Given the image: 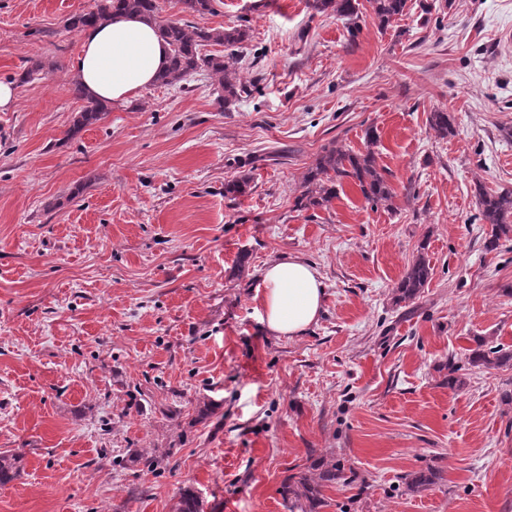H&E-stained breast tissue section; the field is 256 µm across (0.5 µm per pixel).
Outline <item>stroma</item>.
I'll list each match as a JSON object with an SVG mask.
<instances>
[{"label": "stroma", "instance_id": "stroma-1", "mask_svg": "<svg viewBox=\"0 0 512 512\" xmlns=\"http://www.w3.org/2000/svg\"><path fill=\"white\" fill-rule=\"evenodd\" d=\"M96 0H0V451L21 457L0 512H289L285 478L332 455L348 484L325 512H512V241L486 247L476 190L512 189V0H408L357 35L306 0H223L245 25L248 94L221 107L208 72L153 85L68 137L80 35ZM43 64L20 81L27 59ZM445 110L442 138L430 113ZM378 141L367 147L366 129ZM373 150L392 208L344 182L299 211L323 148ZM247 174L231 200L224 183ZM316 265L323 311L262 333L261 272ZM431 279L394 304L408 265ZM455 358L461 389L448 386ZM160 448L161 465L130 462ZM435 469L432 489L408 474ZM469 361L473 366L485 369H497L512 365V350L503 346L492 345L485 340L476 341V348L471 350Z\"/></svg>", "mask_w": 512, "mask_h": 512}]
</instances>
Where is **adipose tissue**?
<instances>
[{"mask_svg":"<svg viewBox=\"0 0 512 512\" xmlns=\"http://www.w3.org/2000/svg\"><path fill=\"white\" fill-rule=\"evenodd\" d=\"M72 68L86 94L123 104L152 85L168 65V46L150 21L134 14L113 13L104 23L85 28ZM265 334L292 339L314 324L324 305L321 272L303 259L284 254L262 273Z\"/></svg>","mask_w":512,"mask_h":512,"instance_id":"ef3b65f1","label":"adipose tissue"}]
</instances>
